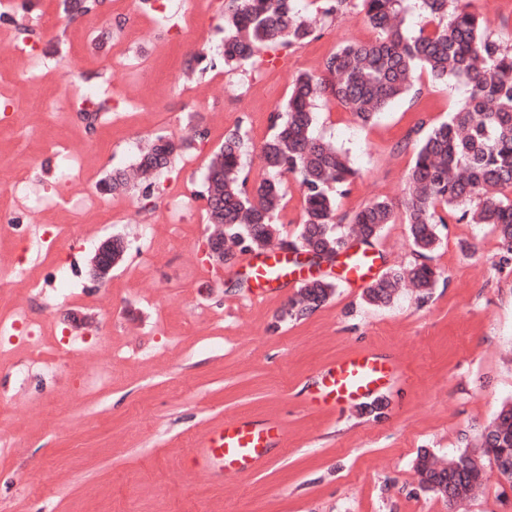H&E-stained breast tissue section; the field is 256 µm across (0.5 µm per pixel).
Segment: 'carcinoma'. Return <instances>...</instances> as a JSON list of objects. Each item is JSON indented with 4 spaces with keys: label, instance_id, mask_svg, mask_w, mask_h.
<instances>
[{
    "label": "carcinoma",
    "instance_id": "1",
    "mask_svg": "<svg viewBox=\"0 0 512 512\" xmlns=\"http://www.w3.org/2000/svg\"><path fill=\"white\" fill-rule=\"evenodd\" d=\"M407 0H359L370 26L371 42H342L325 58L321 74H300L286 104L271 118L273 133L261 151L268 177L253 190L243 174L247 135L235 130L211 159L206 174L210 200L208 223L224 237V261L240 254L279 248L332 261L351 243L371 246L395 206L372 201L348 217L337 216V199L350 191L356 171L332 142L314 135L317 101H337L362 124L372 123L395 99L409 95L427 75L432 82L463 84L468 95L448 119L423 133L415 144L402 202L404 223L416 253L407 267L390 268L364 292V301L388 306L406 282L426 296L440 277L429 263L438 246L437 225L450 221L487 224L497 233L498 264L512 263V45L495 38L489 20L470 10L467 0H417L424 22L417 32L402 31ZM350 0H320L317 13L299 12L295 0H227L224 4V66L248 74L261 54L286 52L323 29L347 9ZM183 144L162 136L140 155L133 171L142 178L168 167ZM295 177L303 219L289 237L277 224L285 196L278 175ZM335 292L327 280L300 286L285 313L301 318L317 310ZM470 464L439 463L426 450L418 453L419 485L441 497L466 499L485 481V463L512 458V400L504 402L481 435L478 448L460 453Z\"/></svg>",
    "mask_w": 512,
    "mask_h": 512
}]
</instances>
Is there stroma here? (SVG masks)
<instances>
[{
	"label": "stroma",
	"instance_id": "stroma-1",
	"mask_svg": "<svg viewBox=\"0 0 512 512\" xmlns=\"http://www.w3.org/2000/svg\"><path fill=\"white\" fill-rule=\"evenodd\" d=\"M94 13L88 37L74 30L61 0H17L13 16L0 14V29L33 28L44 18L56 25L20 104L22 123L0 122V166L22 170L37 196L25 223L39 229L73 218L81 185L48 151L57 139L89 153L97 181L130 169L155 136L194 144L151 188L134 181L104 195L117 206L112 221L82 228L89 244L75 252V281L91 301L58 300L42 343L49 350L67 335L89 340L90 348L63 360L61 378L48 383L55 418L38 399L16 411L18 452L0 455V492L15 512H29L35 498L42 512H512V489L495 465L486 467L483 491L453 508L419 488L413 470L419 449L445 461L474 447L512 400V264L498 266L490 226H439L431 263L442 277L426 301L405 294L387 307L366 306L339 263H325L317 274L334 281L336 292L297 320L281 316L297 285L254 287L246 282L247 256L218 269L202 252L210 157L227 133L246 131L248 185L265 178L259 148L293 79L319 74L338 44L375 38L357 0L318 38L249 76L225 68L223 26L181 44L169 33L189 27V14L159 25L141 0H101ZM135 14L140 32L124 37L125 20ZM92 70L136 106L108 113L90 134L63 106L82 87L78 73ZM419 88L367 126L337 102L320 104L315 134L347 151L357 171L338 215L374 200L400 203L417 126L446 120L466 95L453 82ZM174 185L190 201L176 224L160 213V196ZM113 236L126 245L124 259L111 279L94 282L91 260ZM373 250L379 274L413 260L407 224L386 225ZM106 335L111 343H103ZM365 349L403 366L377 394L384 417L361 414L356 403L314 402L319 372ZM106 359L111 383L76 394L73 381ZM237 418L278 423L283 446L256 470L219 485L190 466L188 452L212 427ZM23 465L39 471L38 482L17 478Z\"/></svg>",
	"mask_w": 512,
	"mask_h": 512
}]
</instances>
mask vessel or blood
<instances>
[{
	"mask_svg": "<svg viewBox=\"0 0 512 512\" xmlns=\"http://www.w3.org/2000/svg\"><path fill=\"white\" fill-rule=\"evenodd\" d=\"M375 262V255L368 250L347 253L342 263L344 280L367 284ZM248 267L251 279L260 285L300 283L313 277L309 267L278 249L252 257ZM397 373L394 363L365 351L329 365L321 375V385L326 397L347 403L372 396ZM282 441L283 431L277 423L236 419L212 429L194 449L192 462L197 470L220 482L225 475L249 472Z\"/></svg>",
	"mask_w": 512,
	"mask_h": 512,
	"instance_id": "1",
	"label": "vessel or blood"
}]
</instances>
